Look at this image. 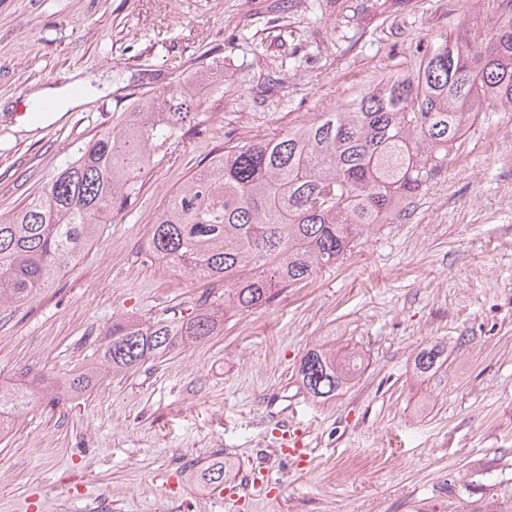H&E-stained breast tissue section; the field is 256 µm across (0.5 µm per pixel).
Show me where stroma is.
Here are the masks:
<instances>
[{
	"instance_id": "obj_1",
	"label": "stroma",
	"mask_w": 512,
	"mask_h": 512,
	"mask_svg": "<svg viewBox=\"0 0 512 512\" xmlns=\"http://www.w3.org/2000/svg\"><path fill=\"white\" fill-rule=\"evenodd\" d=\"M488 0H0V222L144 93L224 73L197 135L37 297L0 307V384L42 395L0 440V512H512V105L494 103L427 189L336 266L216 336L53 401L117 317L188 315L220 282L147 250L165 200L225 147L271 139L415 71ZM79 92L24 131L33 94ZM333 339L365 368L327 401L298 381ZM441 346L445 363L417 375ZM296 426L310 463L279 456ZM224 462V491L195 474Z\"/></svg>"
}]
</instances>
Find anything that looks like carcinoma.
Returning a JSON list of instances; mask_svg holds the SVG:
<instances>
[{
	"instance_id": "1",
	"label": "carcinoma",
	"mask_w": 512,
	"mask_h": 512,
	"mask_svg": "<svg viewBox=\"0 0 512 512\" xmlns=\"http://www.w3.org/2000/svg\"><path fill=\"white\" fill-rule=\"evenodd\" d=\"M224 80L201 69L177 84L134 100L124 118L78 149L44 191L0 223V305L30 299L136 199L142 174L170 146L203 125L198 92ZM512 103V0H497L492 27L468 25L431 45L415 74L390 78L348 106L284 135L224 149L160 207L148 236L152 256L195 278L224 282V302L205 298L186 317L148 324L119 318L102 331L101 364L121 373L224 329L230 311L268 304L275 289L336 265L358 236L385 224L448 165L478 102ZM443 350L420 351L414 369L434 370ZM363 364L356 353L320 345L298 374L312 397L326 400ZM91 365L61 383L69 396L97 380ZM33 391L0 387L4 416L26 409ZM224 485V466L200 474Z\"/></svg>"
}]
</instances>
